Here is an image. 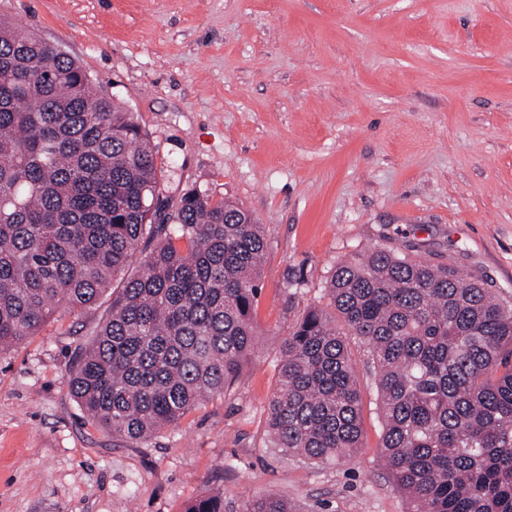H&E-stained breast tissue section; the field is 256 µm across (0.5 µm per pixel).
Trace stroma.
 Here are the masks:
<instances>
[{
    "instance_id": "obj_1",
    "label": "stroma",
    "mask_w": 512,
    "mask_h": 512,
    "mask_svg": "<svg viewBox=\"0 0 512 512\" xmlns=\"http://www.w3.org/2000/svg\"><path fill=\"white\" fill-rule=\"evenodd\" d=\"M152 136L167 196L197 188L263 224L258 345L226 393L155 436L97 426L67 380L108 304L60 309L0 354V512H405L378 465L365 351L361 448L311 464L269 442L281 340L374 248L481 275L512 301V0H0ZM242 512H296L287 499L275 495H258L242 505Z\"/></svg>"
}]
</instances>
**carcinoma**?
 Segmentation results:
<instances>
[{"label": "carcinoma", "mask_w": 512, "mask_h": 512, "mask_svg": "<svg viewBox=\"0 0 512 512\" xmlns=\"http://www.w3.org/2000/svg\"><path fill=\"white\" fill-rule=\"evenodd\" d=\"M163 180L134 113L0 19V354L59 305L109 298L68 385L93 423L135 442L229 389L259 336L263 225L197 189L168 213ZM326 292L332 311L308 310L281 342L272 447L319 463L362 447L353 338L406 512H512V303L476 275L384 248L337 262ZM185 512H224V497ZM242 512L296 510L258 495Z\"/></svg>", "instance_id": "cac0c4a2"}]
</instances>
